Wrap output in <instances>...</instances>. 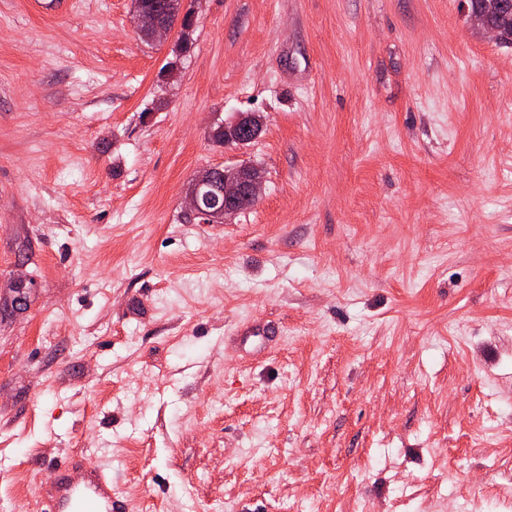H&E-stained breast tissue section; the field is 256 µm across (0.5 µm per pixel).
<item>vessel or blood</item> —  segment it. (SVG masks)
<instances>
[{
	"instance_id": "1",
	"label": "vessel or blood",
	"mask_w": 512,
	"mask_h": 512,
	"mask_svg": "<svg viewBox=\"0 0 512 512\" xmlns=\"http://www.w3.org/2000/svg\"><path fill=\"white\" fill-rule=\"evenodd\" d=\"M39 512H127L112 485L110 466L96 462L57 468L39 500Z\"/></svg>"
}]
</instances>
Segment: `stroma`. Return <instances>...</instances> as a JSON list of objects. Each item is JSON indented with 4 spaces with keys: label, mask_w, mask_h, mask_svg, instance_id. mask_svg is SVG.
<instances>
[{
    "label": "stroma",
    "mask_w": 512,
    "mask_h": 512,
    "mask_svg": "<svg viewBox=\"0 0 512 512\" xmlns=\"http://www.w3.org/2000/svg\"><path fill=\"white\" fill-rule=\"evenodd\" d=\"M69 3L0 0V512L83 449L131 512H512V46L459 0H183L161 43ZM263 130L260 116L254 113H240L231 123L225 124L215 132L225 145H246L257 139ZM223 167L224 202L220 193L223 174L219 171L208 174L212 182L209 190L222 202L219 207L208 191H202V187L207 185L203 182L205 174L196 178L187 192L188 214L192 219H198L199 223H221L227 216L239 212L241 206L255 203L259 198L264 183V174L259 167L245 162L233 166H220L218 169L222 170Z\"/></svg>",
    "instance_id": "stroma-1"
}]
</instances>
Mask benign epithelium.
Returning a JSON list of instances; mask_svg holds the SVG:
<instances>
[{
  "label": "benign epithelium",
  "instance_id": "7a95c632",
  "mask_svg": "<svg viewBox=\"0 0 512 512\" xmlns=\"http://www.w3.org/2000/svg\"><path fill=\"white\" fill-rule=\"evenodd\" d=\"M470 22L491 39L503 40L501 29L492 24L488 16L496 8V0H488L483 5L478 0H461ZM139 29L149 33L151 40L162 42L173 30L161 14L152 8H145L136 16ZM263 130L260 116L254 113H241L231 123L217 129L215 136L224 140L226 145H246L257 139ZM204 176H199L191 184L186 200L187 211L191 218L202 224L221 223L224 218L239 212V208L256 202L264 183L263 171L250 163H241L224 167V202L216 205L205 186Z\"/></svg>",
  "mask_w": 512,
  "mask_h": 512
}]
</instances>
